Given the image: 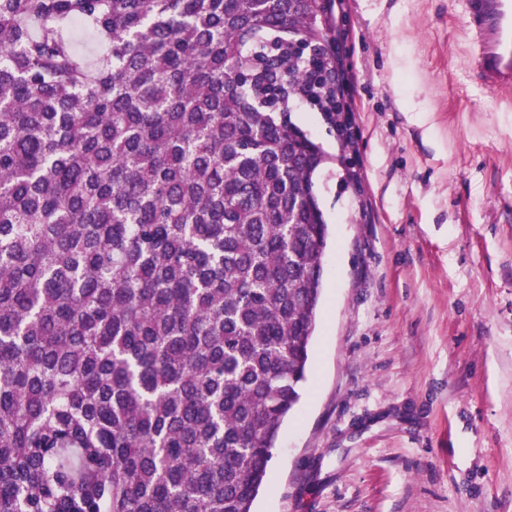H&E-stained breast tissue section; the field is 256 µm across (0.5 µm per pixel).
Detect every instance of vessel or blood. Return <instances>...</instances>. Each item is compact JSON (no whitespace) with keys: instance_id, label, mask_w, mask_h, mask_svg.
<instances>
[{"instance_id":"obj_1","label":"vessel or blood","mask_w":512,"mask_h":512,"mask_svg":"<svg viewBox=\"0 0 512 512\" xmlns=\"http://www.w3.org/2000/svg\"><path fill=\"white\" fill-rule=\"evenodd\" d=\"M465 9L482 85L512 98V0H465Z\"/></svg>"}]
</instances>
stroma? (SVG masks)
I'll use <instances>...</instances> for the list:
<instances>
[{
	"label": "stroma",
	"mask_w": 512,
	"mask_h": 512,
	"mask_svg": "<svg viewBox=\"0 0 512 512\" xmlns=\"http://www.w3.org/2000/svg\"><path fill=\"white\" fill-rule=\"evenodd\" d=\"M353 158L298 409L254 512H512V101L464 0H344ZM291 120L336 154L322 113Z\"/></svg>",
	"instance_id": "35a3bbf8"
}]
</instances>
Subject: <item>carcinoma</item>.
Segmentation results:
<instances>
[{"label": "carcinoma", "instance_id": "cac0c4a2", "mask_svg": "<svg viewBox=\"0 0 512 512\" xmlns=\"http://www.w3.org/2000/svg\"><path fill=\"white\" fill-rule=\"evenodd\" d=\"M86 31L99 50L75 42ZM323 0H0V512H252L316 328ZM291 120L322 145L331 155L338 153L336 130L323 118L322 112L312 109L307 103L296 102L291 111Z\"/></svg>", "mask_w": 512, "mask_h": 512}]
</instances>
